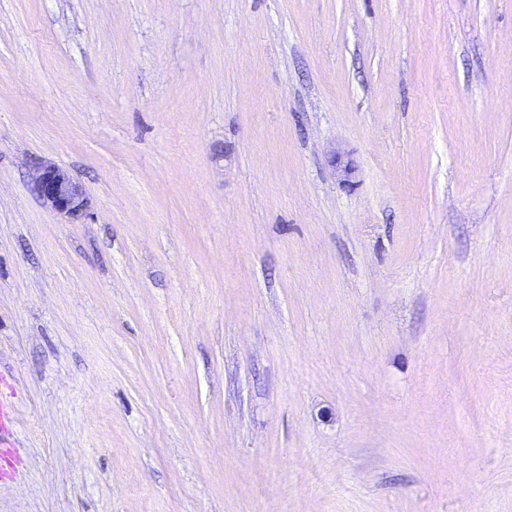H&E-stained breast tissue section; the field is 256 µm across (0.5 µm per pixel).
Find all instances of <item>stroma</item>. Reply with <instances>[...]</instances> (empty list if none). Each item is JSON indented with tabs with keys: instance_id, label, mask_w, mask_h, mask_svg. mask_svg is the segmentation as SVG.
<instances>
[{
	"instance_id": "35a3bbf8",
	"label": "stroma",
	"mask_w": 512,
	"mask_h": 512,
	"mask_svg": "<svg viewBox=\"0 0 512 512\" xmlns=\"http://www.w3.org/2000/svg\"><path fill=\"white\" fill-rule=\"evenodd\" d=\"M0 400V512H512V0H0ZM34 187L43 203L67 220L87 215L89 197L66 170L51 164L42 167L35 177ZM14 411L12 405L7 401H0V478H12L15 468L16 446L10 439V433L13 424Z\"/></svg>"
}]
</instances>
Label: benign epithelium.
Returning a JSON list of instances; mask_svg holds the SVG:
<instances>
[{
	"mask_svg": "<svg viewBox=\"0 0 512 512\" xmlns=\"http://www.w3.org/2000/svg\"><path fill=\"white\" fill-rule=\"evenodd\" d=\"M331 164L340 183L349 184L355 172L352 160L335 149L331 154ZM34 187L43 203L60 216L75 220L87 215L89 197L66 170L51 164L42 167L35 177Z\"/></svg>",
	"mask_w": 512,
	"mask_h": 512,
	"instance_id": "7a95c632",
	"label": "benign epithelium"
}]
</instances>
